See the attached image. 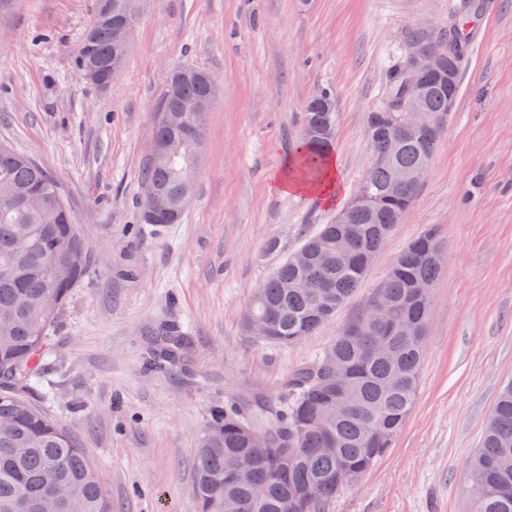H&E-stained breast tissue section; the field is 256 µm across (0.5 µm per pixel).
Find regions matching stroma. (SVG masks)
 Returning a JSON list of instances; mask_svg holds the SVG:
<instances>
[{
  "instance_id": "1",
  "label": "stroma",
  "mask_w": 512,
  "mask_h": 512,
  "mask_svg": "<svg viewBox=\"0 0 512 512\" xmlns=\"http://www.w3.org/2000/svg\"><path fill=\"white\" fill-rule=\"evenodd\" d=\"M452 0H151L124 69L101 90L76 72L95 0H15L0 14V143L60 185L92 254L28 399L74 435L114 512H192L193 463L214 407L283 384L369 301L429 225L446 250L416 404L391 450L325 512H469L468 464L512 379V0H485L448 131L412 209L335 318L288 346L244 328L277 241L294 251L353 198L370 159L366 115L408 32L446 24ZM210 72L206 161L184 220L137 221L140 170L167 73ZM330 91L336 200L272 187L303 137L302 112ZM168 320L191 347L157 365L149 332Z\"/></svg>"
}]
</instances>
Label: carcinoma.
Listing matches in <instances>:
<instances>
[{"mask_svg": "<svg viewBox=\"0 0 512 512\" xmlns=\"http://www.w3.org/2000/svg\"><path fill=\"white\" fill-rule=\"evenodd\" d=\"M145 0H96L78 53V71L92 67L114 77L126 54L114 37V25L103 14L136 19ZM482 0H456L453 35L459 57L428 72V92L422 105L433 117L448 116V101H458L461 64L468 54L464 24L479 14ZM401 56L387 67L382 103L366 120L370 148L382 147L396 131L401 113L395 111L404 95L399 73ZM154 115L152 144L141 171L143 188L160 189L177 210L173 223L183 220V205L194 192L203 162L205 128L198 139L188 136L194 122L190 112L175 108L185 99L211 104L214 89L208 72L183 66L170 73ZM307 139L292 168L304 177L320 174L330 153L337 124L330 92L310 98L303 112ZM448 124L433 127L430 135L405 140L392 161L367 169L361 188L373 201L351 210L347 224H323L298 251L278 261L271 276L257 289L247 310L267 319V343L289 345L315 333L333 319L363 283L371 257L385 245L404 210L412 208L420 184L406 183L391 195L395 174L429 166L435 146ZM443 249L437 228L430 226L408 244L375 289L391 323L383 327L362 309L351 323L354 336L340 333L311 361L297 367L284 382L288 400L276 401L256 393L216 409L194 461V512H291V499L310 493L306 512H324L325 504L344 488L338 470L361 477L392 446L407 420L417 395L420 365L425 352L431 295L419 285H434L441 264L430 254ZM91 254L72 224L57 183L24 155L0 144V512H46L58 487L68 489L63 512H112V500L85 449L22 392L42 379L51 330L73 289L85 280ZM155 335L154 360L175 364L188 351L182 327L163 323ZM349 368L340 382L341 396L317 380L318 364L326 358ZM266 435L271 448L299 452L275 473L259 457L262 448L244 442L241 427ZM331 448V453L319 449ZM243 451L256 457L238 479L229 478L231 455ZM512 456V380L499 391L481 448L470 472L479 485L468 486L472 512H512V468L501 459Z\"/></svg>", "mask_w": 512, "mask_h": 512, "instance_id": "obj_1", "label": "carcinoma"}]
</instances>
